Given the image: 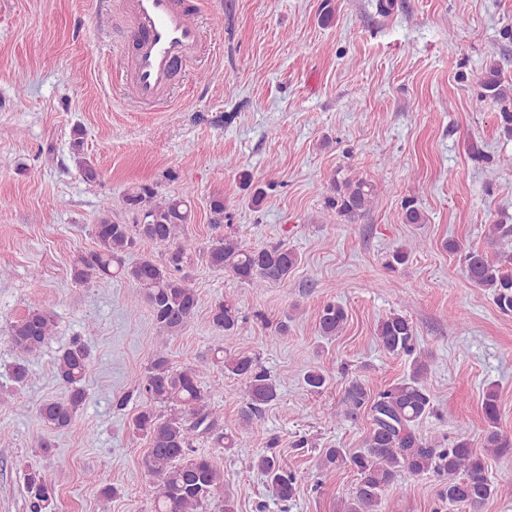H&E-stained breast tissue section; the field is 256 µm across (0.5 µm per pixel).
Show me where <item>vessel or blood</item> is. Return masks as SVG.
<instances>
[{
  "instance_id": "obj_1",
  "label": "vessel or blood",
  "mask_w": 512,
  "mask_h": 512,
  "mask_svg": "<svg viewBox=\"0 0 512 512\" xmlns=\"http://www.w3.org/2000/svg\"><path fill=\"white\" fill-rule=\"evenodd\" d=\"M133 28L128 62L138 98L160 101L177 64L198 45L200 33L188 18L190 0H129Z\"/></svg>"
}]
</instances>
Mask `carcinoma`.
<instances>
[{"label":"carcinoma","instance_id":"cac0c4a2","mask_svg":"<svg viewBox=\"0 0 512 512\" xmlns=\"http://www.w3.org/2000/svg\"><path fill=\"white\" fill-rule=\"evenodd\" d=\"M481 86L495 100H512V84H504L496 65L486 70ZM188 197L186 193L159 200L149 186L128 194L125 204L137 214L136 223L119 224L103 215L93 227L95 249L74 259V279L80 283L93 279L126 280L138 289L160 330L171 336L182 332L202 305L200 294L183 274L194 252L192 241L184 237L191 213ZM373 197V184L348 178L334 184V195L327 198L326 206L337 217L351 222L371 207ZM142 242L155 249L159 258L126 262L129 251ZM447 247L448 251L463 255L462 271L467 281L487 290L498 309L511 313L512 251H501L491 258L482 251L468 250L455 240L448 241ZM203 257L213 270L229 272L254 288L286 281L298 263L297 253L282 245L248 247L226 233L210 243ZM209 312L213 328L224 332V345L213 349V359L224 371L244 379L247 403L242 418L249 423L277 400L278 384L257 357L232 350L241 327L237 304L218 300L210 305ZM346 322L345 309L328 302L319 311L317 331L321 336H337ZM55 327L52 313L36 300L10 326L7 339L16 351L31 355L42 349ZM375 335L385 351L411 356L413 361L406 377L375 392L356 379L345 388L341 416L354 421L366 412L372 417V425L363 450L322 451L321 471L349 468L357 473L356 486L337 497L336 512H383L387 488L405 475L429 471L443 478L439 491L443 503L480 512L486 500L499 491L489 475L485 456H500L512 450V438L501 433L497 425V391L489 388L483 398V451L474 449L462 435L443 448L429 444L415 432L416 425L434 410L426 384L431 365L415 355L416 328L408 316L393 312L378 322ZM89 360L90 351L78 338L57 356L56 376L70 388V393L63 401H47L39 407L38 416L45 427L55 431L73 427L85 401L81 381ZM328 379L329 375L321 370H310L303 376L307 388L318 393ZM137 389L150 400L132 423L149 445L144 469L154 479L152 512H209L216 493L224 486V474L209 457L196 453L194 442L206 434L214 436L219 446L234 447L228 435L215 433L214 390L201 385L194 368H173L162 347L153 352ZM253 467L281 502L290 501L298 485L312 479L307 472L286 467L273 453L257 456ZM26 492L29 512H47L55 486L46 475L32 469L27 473Z\"/></svg>","mask_w":512,"mask_h":512}]
</instances>
